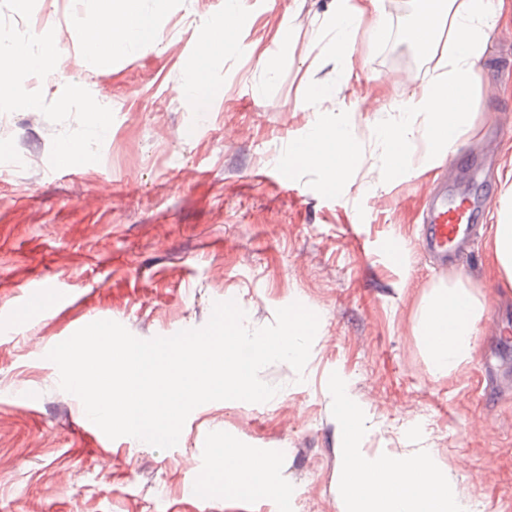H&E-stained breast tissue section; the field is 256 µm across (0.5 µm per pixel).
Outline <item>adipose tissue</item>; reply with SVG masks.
Segmentation results:
<instances>
[{"instance_id":"adipose-tissue-1","label":"adipose tissue","mask_w":512,"mask_h":512,"mask_svg":"<svg viewBox=\"0 0 512 512\" xmlns=\"http://www.w3.org/2000/svg\"><path fill=\"white\" fill-rule=\"evenodd\" d=\"M96 2L102 20L93 41V54L128 55L157 41L158 18L167 0H153L148 9L143 8L141 0ZM496 20L494 0H421L413 18L415 51L435 54L436 36L445 24L453 32L451 50L446 71L421 86L401 105L398 121L383 129L382 136L389 145L387 176H398L406 168L413 156L412 141H423V158L429 163L452 152L469 123V92L478 79L477 64ZM246 21L245 15L234 11L229 18L208 26L191 62L193 81L186 93L192 101H199V87L216 53L227 45L229 32ZM52 64L49 43L0 41V102L29 106L30 100L14 80V72L21 68L48 71ZM295 152L300 162L324 172V186L330 191L344 183L356 155L336 125L315 128L296 144ZM481 310L480 301L459 283L431 294L421 313L419 334L433 377L449 375L471 361ZM215 458L212 476L216 482L235 485L248 496L274 492L266 459L243 454L229 445L217 449ZM344 489L349 512H461L446 474L435 467L427 452L411 460L388 456L370 465L359 449L349 448Z\"/></svg>"}]
</instances>
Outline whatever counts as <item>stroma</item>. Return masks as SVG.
Masks as SVG:
<instances>
[{"instance_id":"1","label":"stroma","mask_w":512,"mask_h":512,"mask_svg":"<svg viewBox=\"0 0 512 512\" xmlns=\"http://www.w3.org/2000/svg\"><path fill=\"white\" fill-rule=\"evenodd\" d=\"M246 24L210 69L198 115L181 95L205 27L228 0H169L159 40L131 56L93 60L100 14L90 0H0V39L49 41L52 82L28 89L0 133V512H346L344 452L366 461L428 451L457 499L512 512V321L488 229L440 269L418 247L420 215L451 165L501 132L485 190L502 201L512 168V10L490 32L470 92L472 121L456 151L386 177L380 128L432 75L441 56L410 48L419 0H377L376 38L334 49L335 0H239ZM287 49H280V38ZM326 87L327 101L311 91ZM107 127L92 135L93 120ZM342 124L362 163L327 191L321 170L290 159L313 125ZM90 142L79 166L63 144ZM294 181L287 190L282 175ZM470 288L483 304L472 361L436 379L418 334L437 288ZM235 300L246 325L300 302L320 324L303 374L265 367L264 403L195 408L177 446L129 436L99 443L82 402L59 386L51 348L113 320L141 339L203 327L214 302ZM361 415L356 439L339 403ZM268 457L276 496L214 484L223 442Z\"/></svg>"}]
</instances>
